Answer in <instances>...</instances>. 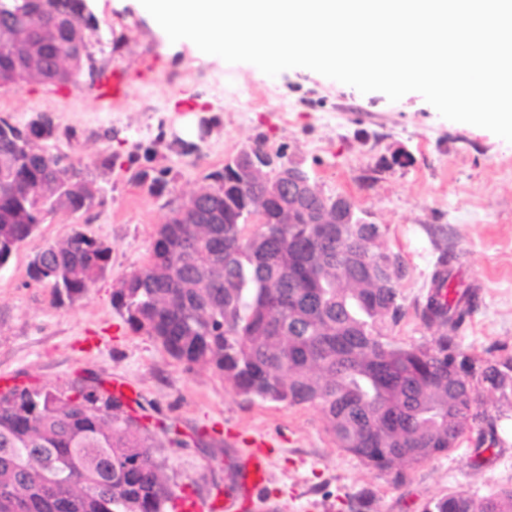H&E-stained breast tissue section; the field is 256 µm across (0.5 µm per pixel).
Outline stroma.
<instances>
[{
	"label": "stroma",
	"mask_w": 512,
	"mask_h": 512,
	"mask_svg": "<svg viewBox=\"0 0 512 512\" xmlns=\"http://www.w3.org/2000/svg\"><path fill=\"white\" fill-rule=\"evenodd\" d=\"M90 8L100 24L95 57L105 68L124 69L127 104L102 106L83 81L0 89L1 117L23 125L51 114L59 129L53 148L80 158L102 188L96 207L48 217L0 269V378L60 390L77 378L107 387L126 381L138 393L132 408L143 423L167 432L163 455L174 492L200 500L236 493L233 470L249 449L271 461L261 495L280 512H356L364 490L373 495L370 512H422L429 499L450 491L484 496L512 487V403L499 397L485 398L500 443L484 462H475L464 443L407 470L398 486L336 448L317 408L237 394L212 369L180 363L132 331L112 305L115 282L145 264L170 210L260 140L382 225L385 246L405 266L400 340L430 341L419 309L446 253L459 279L479 290L459 333L462 349L484 359L512 353V143L443 119L415 92L392 102L310 70L271 78L246 63H199L190 48L167 49L133 0H90ZM153 60L157 68L147 71ZM186 96L199 103L191 141L174 131V102ZM108 156L112 167H102ZM143 171L164 176L163 191L139 182ZM77 228L108 243L110 261L88 293L56 306L48 289L29 280L28 263L43 244Z\"/></svg>",
	"instance_id": "obj_1"
}]
</instances>
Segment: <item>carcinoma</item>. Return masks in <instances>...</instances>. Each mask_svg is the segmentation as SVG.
<instances>
[{
	"label": "carcinoma",
	"instance_id": "1",
	"mask_svg": "<svg viewBox=\"0 0 512 512\" xmlns=\"http://www.w3.org/2000/svg\"><path fill=\"white\" fill-rule=\"evenodd\" d=\"M22 5L32 33L53 36L17 72L0 52V79L21 89L63 85L86 76L80 34L98 30L85 0H3ZM61 66L54 70V58ZM30 137L32 157L0 141V268L34 237L47 216L99 203L101 189L49 142L58 126H16ZM235 163L205 176L159 225L146 263L118 280L112 305L136 332L154 338L176 360L202 364L249 399L317 408L336 447L404 483L413 468L458 448L473 453L498 444L496 419L473 412L486 393L507 397L503 377L512 355L478 359L459 331L476 305L473 288L443 303L437 285L448 266L439 258L421 307L429 343L392 335L405 315L403 263L384 272L391 284L360 278L374 258L366 236L336 241L334 224H290L260 184L241 195ZM202 206L218 224L193 220ZM263 208L280 217L259 230L243 223ZM111 247L86 233L41 246L50 260L35 284L58 306L81 298L103 277ZM457 372L471 395L448 388ZM138 418L98 384L77 378L64 391L13 387L0 391V512H174V491L159 449ZM424 512H512V487L485 496L455 490L432 498Z\"/></svg>",
	"mask_w": 512,
	"mask_h": 512
}]
</instances>
